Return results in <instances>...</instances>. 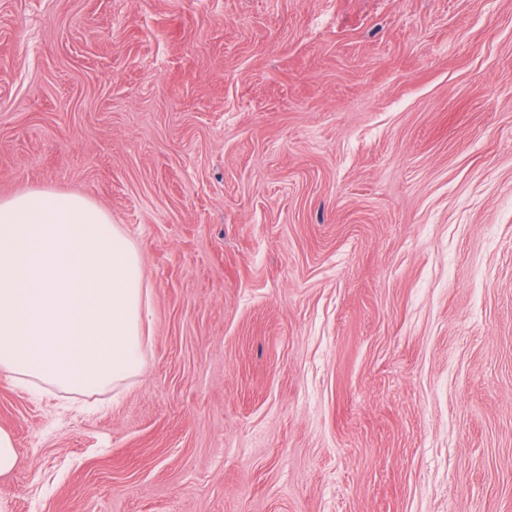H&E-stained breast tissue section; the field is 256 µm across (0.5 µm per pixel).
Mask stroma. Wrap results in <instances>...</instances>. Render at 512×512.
I'll return each instance as SVG.
<instances>
[{"label": "stroma", "instance_id": "stroma-1", "mask_svg": "<svg viewBox=\"0 0 512 512\" xmlns=\"http://www.w3.org/2000/svg\"><path fill=\"white\" fill-rule=\"evenodd\" d=\"M108 211L141 371L0 375L7 512H512V0H0V198ZM19 457L13 436L0 429V476H6L18 466Z\"/></svg>", "mask_w": 512, "mask_h": 512}]
</instances>
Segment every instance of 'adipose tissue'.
I'll return each instance as SVG.
<instances>
[{
    "instance_id": "obj_1",
    "label": "adipose tissue",
    "mask_w": 512,
    "mask_h": 512,
    "mask_svg": "<svg viewBox=\"0 0 512 512\" xmlns=\"http://www.w3.org/2000/svg\"><path fill=\"white\" fill-rule=\"evenodd\" d=\"M141 254L91 199L0 200V372L76 393L140 372L149 316Z\"/></svg>"
}]
</instances>
